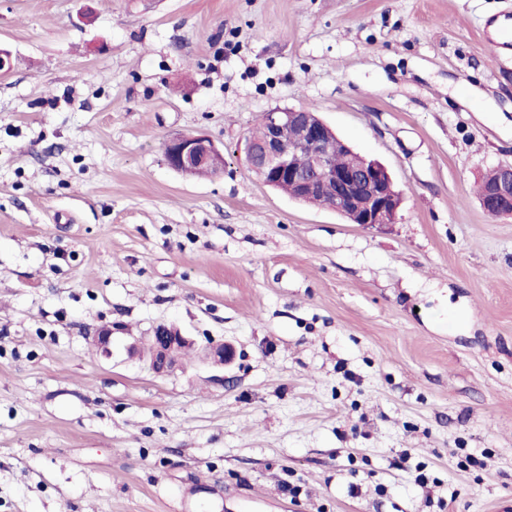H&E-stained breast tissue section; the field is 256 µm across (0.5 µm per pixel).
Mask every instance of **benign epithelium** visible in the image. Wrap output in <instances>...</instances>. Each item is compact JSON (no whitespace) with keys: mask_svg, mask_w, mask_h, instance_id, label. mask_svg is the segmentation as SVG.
I'll list each match as a JSON object with an SVG mask.
<instances>
[{"mask_svg":"<svg viewBox=\"0 0 512 512\" xmlns=\"http://www.w3.org/2000/svg\"><path fill=\"white\" fill-rule=\"evenodd\" d=\"M264 134L244 141L245 163L268 186L288 181L295 199L306 202L329 196L330 208L351 224L363 226L394 222L400 198L392 188L388 169L378 160L362 156L339 139L314 112L303 108L274 109L263 114ZM167 164L182 173L193 174L224 167V154L203 135L175 134L166 146ZM495 177L484 185L482 207L491 216L512 215V166L494 169ZM113 328L96 331L92 343L104 355L112 354ZM151 345L152 369L164 373L179 365L181 354L194 341L180 330L159 324L151 335L127 345L131 355L143 343ZM233 353L224 344L208 343L204 357L216 366L224 365Z\"/></svg>","mask_w":512,"mask_h":512,"instance_id":"obj_1","label":"benign epithelium"}]
</instances>
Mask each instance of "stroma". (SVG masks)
Segmentation results:
<instances>
[{
	"instance_id": "stroma-1",
	"label": "stroma",
	"mask_w": 512,
	"mask_h": 512,
	"mask_svg": "<svg viewBox=\"0 0 512 512\" xmlns=\"http://www.w3.org/2000/svg\"><path fill=\"white\" fill-rule=\"evenodd\" d=\"M512 0H0V512L512 503ZM315 107L402 195L361 226L244 138ZM204 134L224 172L171 169ZM235 349L167 375L159 324ZM114 325L111 356L86 336ZM484 40L493 61L512 52V23L504 16L487 18L483 24ZM493 180L485 183L493 177ZM489 176L486 175L479 186L478 195H482V207L491 216L512 215V166H500L494 169ZM489 176V177H488Z\"/></svg>"
}]
</instances>
